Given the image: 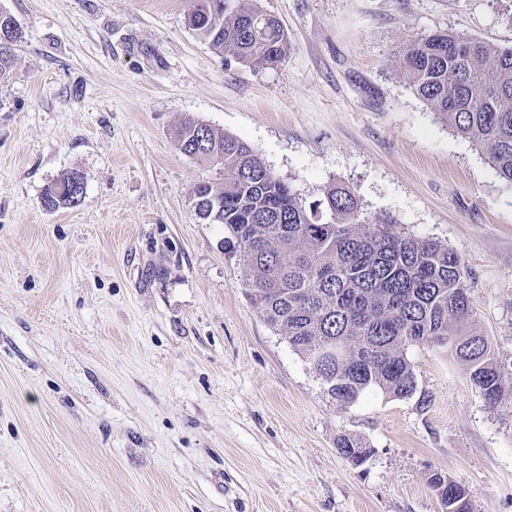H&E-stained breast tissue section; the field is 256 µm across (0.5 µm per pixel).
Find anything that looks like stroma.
<instances>
[{
	"mask_svg": "<svg viewBox=\"0 0 512 512\" xmlns=\"http://www.w3.org/2000/svg\"><path fill=\"white\" fill-rule=\"evenodd\" d=\"M288 53H216L191 0H0V512H512V398L490 407L445 347L408 349L417 390L339 405L246 294L223 225L196 214L216 167L192 118L247 142L303 202L347 185L362 213L456 253L465 329L512 364V183L417 96L406 42L512 46V0H243ZM84 178L73 208L45 189ZM359 437L354 466L336 440ZM9 17V18H7ZM11 22L13 26H11ZM22 32L20 31L15 20L7 15H0V83L5 82L10 74L11 61V45L20 39ZM6 38L10 43H3ZM429 483H430L431 487L437 491V494L439 495V497L441 499V503L443 505V511H445V512H470V504H469V501L467 500V493L459 485L448 480L447 477H445L444 475H442L440 473L433 474L429 479ZM463 496H465L464 498L466 500L464 510L463 511L452 510L453 506Z\"/></svg>",
	"mask_w": 512,
	"mask_h": 512,
	"instance_id": "stroma-1",
	"label": "stroma"
}]
</instances>
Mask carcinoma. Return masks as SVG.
<instances>
[{
	"label": "carcinoma",
	"mask_w": 512,
	"mask_h": 512,
	"mask_svg": "<svg viewBox=\"0 0 512 512\" xmlns=\"http://www.w3.org/2000/svg\"><path fill=\"white\" fill-rule=\"evenodd\" d=\"M214 2L192 0L189 24L216 52L255 67L282 62L288 37L276 20L240 0H222V10L213 9ZM21 35L13 18L1 14L0 83L9 78L11 43ZM400 64L413 91L512 183V48L446 31L408 42ZM197 138L194 121L184 120L181 152L211 162L196 153ZM205 139L224 150V186L199 183L194 200H224V226L240 248L249 299L312 363L332 400L343 406L373 387L398 398L412 395L417 382L407 350L436 345L467 363L489 404L501 403L508 371L483 337L462 333L473 308L453 251L362 217L356 197L342 185L307 205L248 143L211 127ZM78 175L63 174L42 201L72 207L84 190ZM365 448L354 436L336 442L337 452L354 464ZM429 483L443 512H454L466 495L440 473Z\"/></svg>",
	"instance_id": "cac0c4a2"
}]
</instances>
